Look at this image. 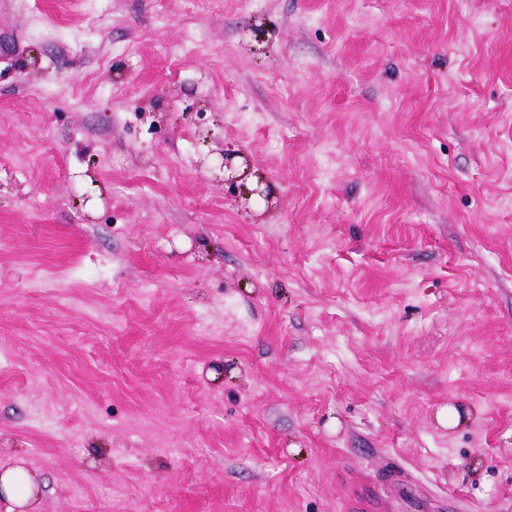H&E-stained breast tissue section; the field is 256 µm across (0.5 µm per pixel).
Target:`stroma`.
<instances>
[{
	"label": "stroma",
	"mask_w": 512,
	"mask_h": 512,
	"mask_svg": "<svg viewBox=\"0 0 512 512\" xmlns=\"http://www.w3.org/2000/svg\"><path fill=\"white\" fill-rule=\"evenodd\" d=\"M18 464L40 512H512V0H0ZM204 83L205 82L202 73L200 77H188L183 79V81L180 83L179 93L176 97V101H183V103H187L190 100L193 101L192 104L185 105L182 110L183 113H188L189 115L190 112H202L201 108L200 110L197 109V105L201 101H204L203 98L205 96L199 92L200 88L204 86Z\"/></svg>",
	"instance_id": "1"
}]
</instances>
